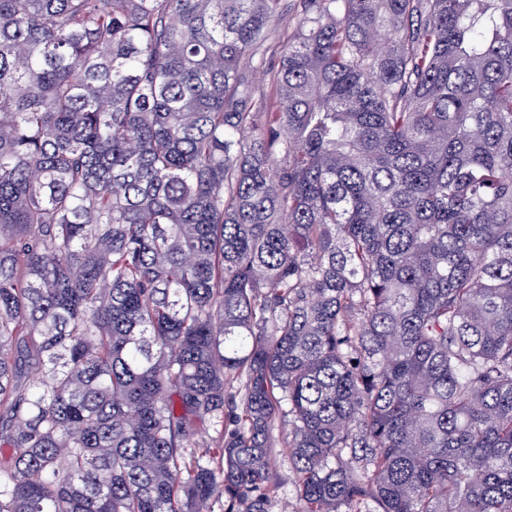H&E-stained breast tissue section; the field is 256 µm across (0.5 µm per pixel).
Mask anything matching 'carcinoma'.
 Returning <instances> with one entry per match:
<instances>
[{"label": "carcinoma", "mask_w": 512, "mask_h": 512, "mask_svg": "<svg viewBox=\"0 0 512 512\" xmlns=\"http://www.w3.org/2000/svg\"><path fill=\"white\" fill-rule=\"evenodd\" d=\"M280 2L0 0V512H512V0ZM288 432V419L277 418L273 427L275 445L271 448V453L279 488L269 506V512H297L299 510L295 476L288 459L287 448L284 445V442L288 440Z\"/></svg>", "instance_id": "cac0c4a2"}]
</instances>
